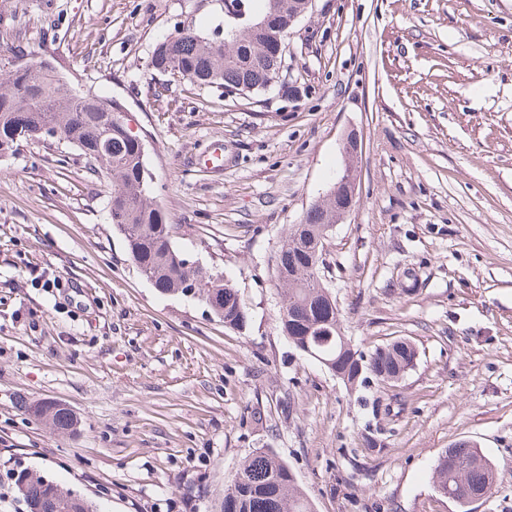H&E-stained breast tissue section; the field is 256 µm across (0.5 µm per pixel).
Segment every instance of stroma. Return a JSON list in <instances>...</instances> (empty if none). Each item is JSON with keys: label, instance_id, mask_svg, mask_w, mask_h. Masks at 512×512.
Wrapping results in <instances>:
<instances>
[{"label": "stroma", "instance_id": "1", "mask_svg": "<svg viewBox=\"0 0 512 512\" xmlns=\"http://www.w3.org/2000/svg\"><path fill=\"white\" fill-rule=\"evenodd\" d=\"M224 20V0H0V70L48 60L118 100L175 245L248 312L231 330L160 294L74 147L0 154V512H26L22 469L101 512H219L259 449L314 512H460L431 468L463 440L496 465L470 512H512V0H313L287 77L248 95L152 68L180 26L214 36ZM352 131L357 199L326 240L324 282L355 349L418 352L398 382L353 390L288 343L274 275ZM215 141L224 169L207 173ZM21 397L66 403L77 428Z\"/></svg>", "mask_w": 512, "mask_h": 512}]
</instances>
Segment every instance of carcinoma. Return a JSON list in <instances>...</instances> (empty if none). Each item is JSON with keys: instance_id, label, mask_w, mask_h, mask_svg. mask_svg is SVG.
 I'll list each match as a JSON object with an SVG mask.
<instances>
[{"instance_id": "obj_1", "label": "carcinoma", "mask_w": 512, "mask_h": 512, "mask_svg": "<svg viewBox=\"0 0 512 512\" xmlns=\"http://www.w3.org/2000/svg\"><path fill=\"white\" fill-rule=\"evenodd\" d=\"M263 13L275 12L282 24L297 11L302 0H263ZM152 67L163 73L187 77L200 86L222 89L225 94L261 91L277 76V61L271 35L260 28H241L224 43L201 36L186 27L159 42L151 58ZM122 111L116 100L92 89L77 90L49 61L24 69H13L0 79V152L17 146L29 134L44 126L58 128L56 141L76 147L97 177L112 181L108 199L111 223L123 235L127 251L140 272L158 290L178 295L195 272L186 267V257L175 246L167 216L149 197L146 158L140 146L127 135L124 123L103 121L102 107ZM112 142L107 157L109 171L91 164L103 139ZM336 224V199L313 204L306 212L300 236L287 232L275 254V274L281 295L279 317L288 342L298 351L310 344L315 351L336 360L352 385H362L367 375L381 383H390L414 367L417 353L407 339L393 340L366 356L353 347L343 348L336 340H316L339 321L336 300L328 297L322 279L324 245H312L322 227ZM303 270L306 277L298 288L288 284L284 275ZM203 302L224 327L241 330L247 323V311L238 291L219 276L206 281ZM20 407L34 419L37 411L52 418L53 427L72 429L77 419L66 409L51 402L41 408L20 400ZM14 486L28 512H37L34 489H26L22 472L12 474ZM433 487L437 493L453 499L468 512L474 499L491 493L495 484V466L481 449L461 441L442 453L433 468ZM221 512H314L305 492L297 485L288 464L271 451H257L241 464L232 482L224 490Z\"/></svg>"}]
</instances>
